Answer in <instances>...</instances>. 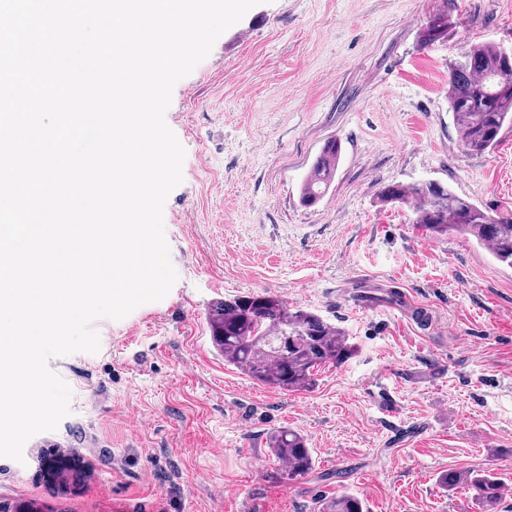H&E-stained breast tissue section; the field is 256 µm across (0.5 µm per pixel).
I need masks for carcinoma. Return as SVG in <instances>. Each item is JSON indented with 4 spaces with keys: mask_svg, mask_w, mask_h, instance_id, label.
Listing matches in <instances>:
<instances>
[{
    "mask_svg": "<svg viewBox=\"0 0 512 512\" xmlns=\"http://www.w3.org/2000/svg\"><path fill=\"white\" fill-rule=\"evenodd\" d=\"M449 112L465 150L482 154L512 126V52L493 44H471L448 74ZM341 146L328 141L316 157L302 187V201L316 203L329 188ZM383 203L411 205L416 223L437 236L459 233L489 248L494 258L512 268V217L492 214L439 182H392L380 193ZM208 325L224 362L271 389L309 390L321 370L345 362L354 353L346 332L319 314L291 308L269 293L214 302ZM269 450L280 475L289 482L314 468L312 449L301 433L282 428L270 437ZM449 490L460 485L492 507L503 483L489 471L455 470L441 476ZM319 512H364L362 501L343 493L322 503Z\"/></svg>",
    "mask_w": 512,
    "mask_h": 512,
    "instance_id": "1",
    "label": "carcinoma"
}]
</instances>
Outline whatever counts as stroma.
Here are the masks:
<instances>
[{
  "mask_svg": "<svg viewBox=\"0 0 512 512\" xmlns=\"http://www.w3.org/2000/svg\"><path fill=\"white\" fill-rule=\"evenodd\" d=\"M438 16L448 32L425 42ZM483 42L512 50V0H264L225 31L166 113L186 152L163 209L178 278L96 320L98 353L50 360L70 412L22 461L0 457V508L318 512L346 491L367 512H484L441 475L489 469L512 487V268L379 200L435 180L512 213V127L472 154L448 110L449 65ZM333 139L336 176L304 205ZM264 292L343 328L355 355L296 392L225 364L210 303ZM282 427L315 459L292 484L267 447ZM340 154L341 146L336 140L324 145L302 187L304 204H315L325 194L336 174Z\"/></svg>",
  "mask_w": 512,
  "mask_h": 512,
  "instance_id": "obj_1",
  "label": "stroma"
}]
</instances>
